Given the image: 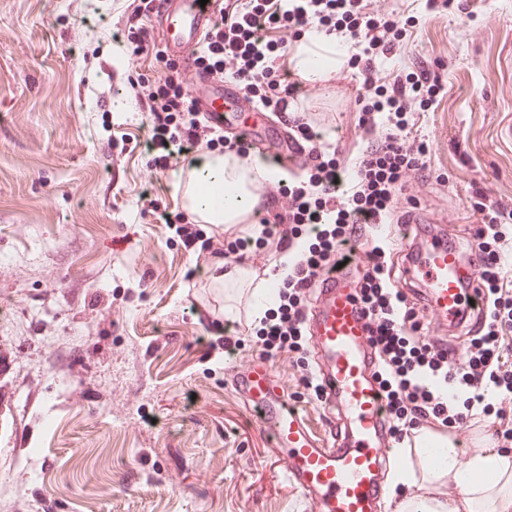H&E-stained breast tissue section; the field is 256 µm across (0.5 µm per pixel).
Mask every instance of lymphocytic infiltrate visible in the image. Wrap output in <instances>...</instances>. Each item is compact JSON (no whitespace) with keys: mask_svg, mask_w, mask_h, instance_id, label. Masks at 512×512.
<instances>
[{"mask_svg":"<svg viewBox=\"0 0 512 512\" xmlns=\"http://www.w3.org/2000/svg\"><path fill=\"white\" fill-rule=\"evenodd\" d=\"M353 42L362 61L357 103L359 125L382 128L383 134L356 160L347 199L334 189L344 170L334 152L313 148L304 178L271 183L270 200L288 204L260 222L266 238L292 246L304 230L314 239L302 250L282 283L276 314L263 320L258 333L267 351L302 346L308 298L318 278L339 268L338 248L363 226L381 224L393 211L410 172L425 168L423 144L410 140L413 106H427L439 88L438 76L425 74L396 81L393 88L376 84L373 61L399 46L405 33L395 15L371 10L367 0H228L226 12L207 34L199 60L206 69L239 82L242 90L263 105L280 107L293 76L288 57L310 24ZM273 38H266V31ZM128 94L146 118L143 143L147 165L157 172L175 164H196L198 156L217 146L249 155L239 141L225 138L205 121L193 117L184 91L171 76L131 80ZM512 239V224L495 209L484 212L459 253L476 249L482 255L479 282L482 303L473 307L457 328L464 348L446 341L426 342L421 314L426 305L409 299L391 281V265L383 248L372 247L369 265L359 277L356 297L367 319L374 348V373L386 401L389 433L408 440L420 424L453 431L464 417H474L488 391H495V437H512V273L501 248Z\"/></svg>","mask_w":512,"mask_h":512,"instance_id":"obj_1","label":"lymphocytic infiltrate"}]
</instances>
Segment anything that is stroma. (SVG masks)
<instances>
[{"instance_id": "obj_1", "label": "stroma", "mask_w": 512, "mask_h": 512, "mask_svg": "<svg viewBox=\"0 0 512 512\" xmlns=\"http://www.w3.org/2000/svg\"><path fill=\"white\" fill-rule=\"evenodd\" d=\"M0 0V512H319L234 387L262 353L254 297L282 254L269 241L243 261L249 284L215 282L209 224L192 248L139 195L157 178L136 149L144 118L126 92L157 79L148 29L119 32L125 0ZM410 18L406 39L377 61L394 86L436 73L442 91L410 130L426 171L406 203L455 239L479 206L512 212V0H370ZM357 71L341 63L288 98L342 166L375 134L358 124ZM128 151L119 155L116 139ZM159 207L184 212L183 173L168 170ZM239 337L233 352L225 335ZM276 385L312 432L334 427L313 387L310 354L271 358Z\"/></svg>"}]
</instances>
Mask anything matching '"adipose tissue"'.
Here are the masks:
<instances>
[{"instance_id": "ef3b65f1", "label": "adipose tissue", "mask_w": 512, "mask_h": 512, "mask_svg": "<svg viewBox=\"0 0 512 512\" xmlns=\"http://www.w3.org/2000/svg\"><path fill=\"white\" fill-rule=\"evenodd\" d=\"M309 48L297 64L305 80H322L347 50L332 44L324 34L308 36ZM275 169L262 163L239 168L231 155L201 158L194 184L186 195L187 206L209 224H236L257 204L255 182L276 177ZM429 480L454 484L457 497L441 501L433 495H401L398 512H512V452L490 445L461 455L456 445L444 439L429 440L421 453Z\"/></svg>"}]
</instances>
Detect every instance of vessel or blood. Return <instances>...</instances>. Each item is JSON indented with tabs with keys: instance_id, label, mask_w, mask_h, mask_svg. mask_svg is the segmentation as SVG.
I'll list each match as a JSON object with an SVG mask.
<instances>
[{
	"instance_id": "1",
	"label": "vessel or blood",
	"mask_w": 512,
	"mask_h": 512,
	"mask_svg": "<svg viewBox=\"0 0 512 512\" xmlns=\"http://www.w3.org/2000/svg\"><path fill=\"white\" fill-rule=\"evenodd\" d=\"M223 0H155L151 29L162 36L164 54L174 75L198 111L216 129L235 128L229 105L240 95L236 85L206 75L199 65V47L219 16ZM246 148L262 150L279 167L301 160L312 149L286 117L264 134L235 128ZM405 283L422 282L432 317L457 324L474 288L460 280V256L448 241L410 246ZM348 275L331 274L322 283L307 314L313 353L321 366V399L342 416L332 446H324L309 430L298 407L274 384L264 361L236 380V386L260 425L275 442L286 463L288 479L324 512H378L387 494L390 462L380 452L387 441V415L372 377L374 357L360 305Z\"/></svg>"
}]
</instances>
